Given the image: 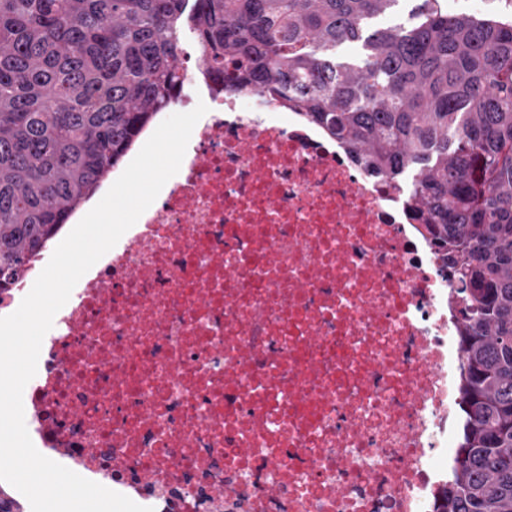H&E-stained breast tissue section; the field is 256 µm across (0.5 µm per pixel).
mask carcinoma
I'll list each match as a JSON object with an SVG mask.
<instances>
[{"instance_id":"carcinoma-1","label":"carcinoma","mask_w":512,"mask_h":512,"mask_svg":"<svg viewBox=\"0 0 512 512\" xmlns=\"http://www.w3.org/2000/svg\"><path fill=\"white\" fill-rule=\"evenodd\" d=\"M399 0H0V295L198 73L324 128L453 283L465 421L434 512H512V17ZM361 52L341 57L338 49ZM416 1L414 0H402L395 7L392 13L381 15L372 21L374 28H386L388 26L408 23L411 10L415 7Z\"/></svg>"}]
</instances>
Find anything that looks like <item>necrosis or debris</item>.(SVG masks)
Returning a JSON list of instances; mask_svg holds the SVG:
<instances>
[{
	"label": "necrosis or debris",
	"instance_id": "obj_1",
	"mask_svg": "<svg viewBox=\"0 0 512 512\" xmlns=\"http://www.w3.org/2000/svg\"><path fill=\"white\" fill-rule=\"evenodd\" d=\"M203 97L176 180L55 316L41 446L154 512H431L462 358L437 253L319 128Z\"/></svg>",
	"mask_w": 512,
	"mask_h": 512
}]
</instances>
